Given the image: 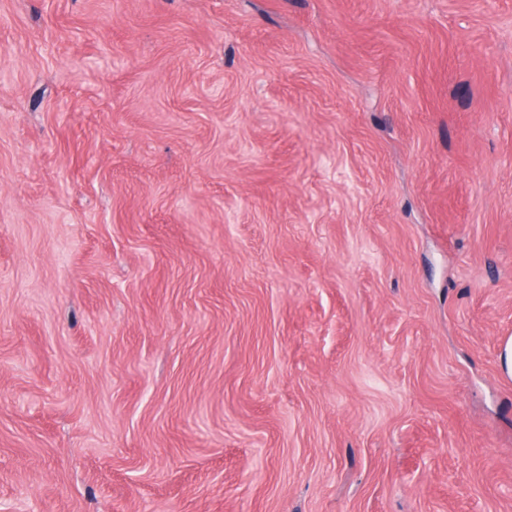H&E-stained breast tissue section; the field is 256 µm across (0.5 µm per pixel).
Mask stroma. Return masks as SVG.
Segmentation results:
<instances>
[{
    "label": "stroma",
    "instance_id": "stroma-1",
    "mask_svg": "<svg viewBox=\"0 0 512 512\" xmlns=\"http://www.w3.org/2000/svg\"><path fill=\"white\" fill-rule=\"evenodd\" d=\"M512 0H0V512H512Z\"/></svg>",
    "mask_w": 512,
    "mask_h": 512
}]
</instances>
